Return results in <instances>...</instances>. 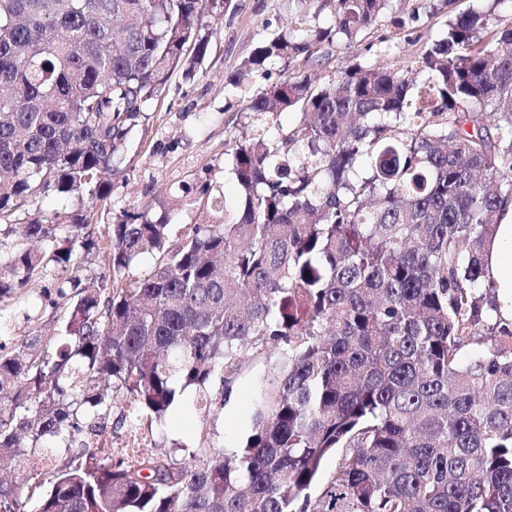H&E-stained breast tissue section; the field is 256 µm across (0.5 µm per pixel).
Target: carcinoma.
<instances>
[{
  "instance_id": "obj_1",
  "label": "carcinoma",
  "mask_w": 512,
  "mask_h": 512,
  "mask_svg": "<svg viewBox=\"0 0 512 512\" xmlns=\"http://www.w3.org/2000/svg\"><path fill=\"white\" fill-rule=\"evenodd\" d=\"M321 2L331 22L259 41L230 85L361 46L390 0ZM223 12L0 0V298L38 282L64 310L52 339L0 341V461L37 512H512V319L485 263L512 201V24L470 8L412 67L288 73L228 142L235 211L187 190L217 222L173 238L144 205L96 235L102 175ZM49 192L87 207L12 222ZM93 251L108 268L78 274ZM261 357L239 447H112L121 402L158 422L189 388L222 407ZM25 507L0 483V512Z\"/></svg>"
}]
</instances>
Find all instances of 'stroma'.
<instances>
[{
	"label": "stroma",
	"instance_id": "35a3bbf8",
	"mask_svg": "<svg viewBox=\"0 0 512 512\" xmlns=\"http://www.w3.org/2000/svg\"><path fill=\"white\" fill-rule=\"evenodd\" d=\"M480 4L481 0H393L391 9L366 31L362 46L336 52L316 74L323 77L357 62L410 66L419 47L442 35L451 17ZM415 12L420 15L416 22L410 19ZM299 20L298 0H226L223 16L211 22L215 33L210 49L193 76L174 75L159 100L148 106L146 120L129 134L125 160L108 177L111 194L95 209L97 234L106 233L124 211L159 199L173 205L175 233L206 222L205 214L182 200L189 183L224 197L227 206L236 204L227 143L241 129L246 98L278 80L284 69L257 72L238 88L230 85L229 77L259 41ZM28 294L26 304L0 298V337L16 340L34 329L53 335L59 318L51 307V295L37 288ZM272 372L271 362L256 361L237 376L223 408L207 412L189 399L176 406L164 426H152L151 431L189 445L206 441L218 449L239 446L250 431L254 405Z\"/></svg>",
	"mask_w": 512,
	"mask_h": 512
}]
</instances>
